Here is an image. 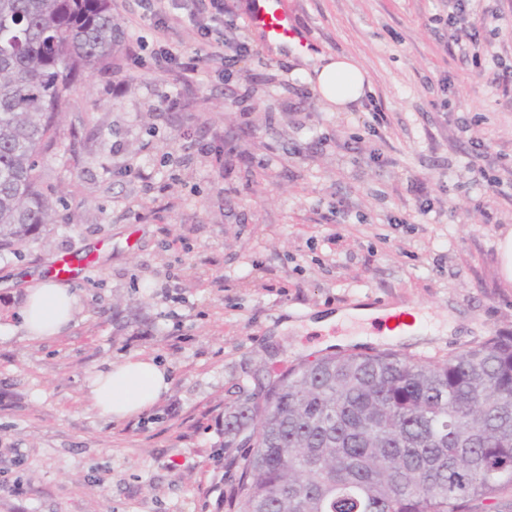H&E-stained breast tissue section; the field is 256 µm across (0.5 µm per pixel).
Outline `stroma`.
Listing matches in <instances>:
<instances>
[{
	"mask_svg": "<svg viewBox=\"0 0 512 512\" xmlns=\"http://www.w3.org/2000/svg\"><path fill=\"white\" fill-rule=\"evenodd\" d=\"M224 3L252 52L185 81L154 54L145 0H111L121 47L76 81L42 169L55 221L0 253V512H227L225 411L328 338L376 331L306 319L417 308L452 333L352 350L431 360L512 328V0H471L474 47L454 42L450 0H285L309 49L279 56L247 0ZM315 54L367 72L350 111L313 92ZM85 258L68 331L27 339L26 288ZM139 353L169 388L110 421L89 379Z\"/></svg>",
	"mask_w": 512,
	"mask_h": 512,
	"instance_id": "35a3bbf8",
	"label": "stroma"
}]
</instances>
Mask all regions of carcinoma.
<instances>
[{
  "label": "carcinoma",
  "mask_w": 512,
  "mask_h": 512,
  "mask_svg": "<svg viewBox=\"0 0 512 512\" xmlns=\"http://www.w3.org/2000/svg\"><path fill=\"white\" fill-rule=\"evenodd\" d=\"M109 0H0V251L54 223L42 160L78 73L118 47ZM238 512H500L512 487V329L423 361L337 353L224 416Z\"/></svg>",
  "instance_id": "cac0c4a2"
}]
</instances>
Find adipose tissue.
Segmentation results:
<instances>
[{
    "mask_svg": "<svg viewBox=\"0 0 512 512\" xmlns=\"http://www.w3.org/2000/svg\"><path fill=\"white\" fill-rule=\"evenodd\" d=\"M308 81L323 101L339 107L359 101L369 83L362 67L346 56L327 57ZM78 306L79 298L69 286L53 279L28 288L20 313L29 339H51L65 332ZM168 386L166 368L153 357L135 354L98 369L90 394L101 416L121 421L152 407Z\"/></svg>",
    "mask_w": 512,
    "mask_h": 512,
    "instance_id": "ef3b65f1",
    "label": "adipose tissue"
}]
</instances>
